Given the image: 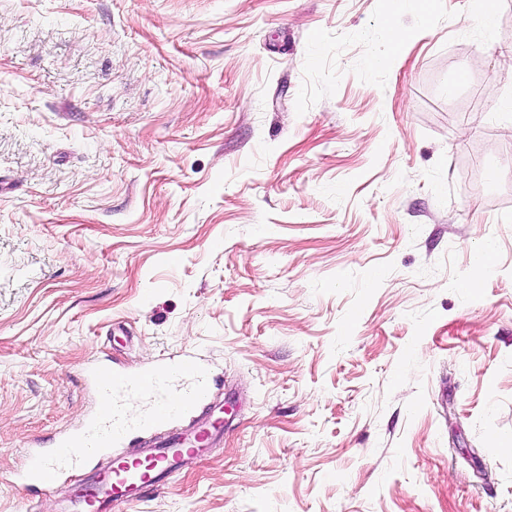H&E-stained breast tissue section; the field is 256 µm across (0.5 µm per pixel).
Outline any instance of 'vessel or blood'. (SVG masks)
<instances>
[{
    "label": "vessel or blood",
    "mask_w": 512,
    "mask_h": 512,
    "mask_svg": "<svg viewBox=\"0 0 512 512\" xmlns=\"http://www.w3.org/2000/svg\"><path fill=\"white\" fill-rule=\"evenodd\" d=\"M98 410L53 448L27 449L16 474L17 488L42 492L74 485V512H111L130 497H148L165 487L190 460L205 455L222 433V416L192 422L211 400L215 379L192 357L130 372L108 362L90 373ZM159 432L136 455L120 449L140 435Z\"/></svg>",
    "instance_id": "1"
}]
</instances>
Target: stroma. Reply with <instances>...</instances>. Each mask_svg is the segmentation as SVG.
I'll return each mask as SVG.
<instances>
[{
  "label": "stroma",
  "instance_id": "35a3bbf8",
  "mask_svg": "<svg viewBox=\"0 0 512 512\" xmlns=\"http://www.w3.org/2000/svg\"><path fill=\"white\" fill-rule=\"evenodd\" d=\"M387 8L0 0V512L185 356L224 432L118 512H512V0ZM412 0H389V7L386 14L384 31L387 37L388 42H396L399 38V30L397 27V20L404 13H406L412 3Z\"/></svg>",
  "mask_w": 512,
  "mask_h": 512
}]
</instances>
